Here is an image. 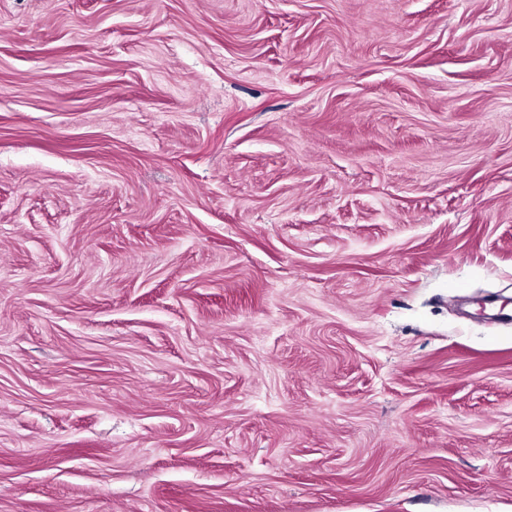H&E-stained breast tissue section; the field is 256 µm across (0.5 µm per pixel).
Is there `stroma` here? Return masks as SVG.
Listing matches in <instances>:
<instances>
[{"mask_svg": "<svg viewBox=\"0 0 512 512\" xmlns=\"http://www.w3.org/2000/svg\"><path fill=\"white\" fill-rule=\"evenodd\" d=\"M0 512H512V0H0Z\"/></svg>", "mask_w": 512, "mask_h": 512, "instance_id": "obj_1", "label": "stroma"}]
</instances>
